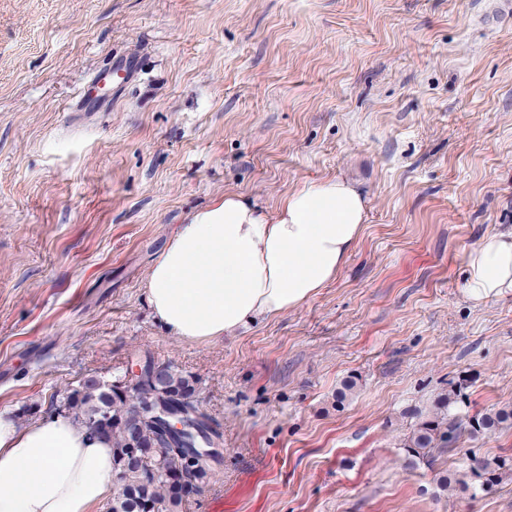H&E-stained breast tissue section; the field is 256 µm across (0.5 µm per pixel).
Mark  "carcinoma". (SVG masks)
Masks as SVG:
<instances>
[{
  "instance_id": "carcinoma-1",
  "label": "carcinoma",
  "mask_w": 512,
  "mask_h": 512,
  "mask_svg": "<svg viewBox=\"0 0 512 512\" xmlns=\"http://www.w3.org/2000/svg\"><path fill=\"white\" fill-rule=\"evenodd\" d=\"M160 369L168 389L188 399L187 405L197 409L196 381L172 362ZM127 369L119 370L113 379L86 378L69 390L54 411L84 426L91 434L112 443L113 467L119 488L107 512H185L189 495L176 490L173 478L185 472L184 454L195 443L181 444L168 439L158 426L140 419L141 405L148 400L151 388L126 380ZM467 396L462 387L448 391L438 409L423 420L405 439L404 450L415 464H431L435 456L448 453L459 437L484 435L504 426H512V408H501L482 415L463 418L458 408ZM201 432L210 446H220L222 433L210 416L200 413ZM221 456L207 455L193 479L205 483L214 474ZM512 474V457L470 458L463 479L444 476L441 486L457 487L478 494L496 485L503 476Z\"/></svg>"
}]
</instances>
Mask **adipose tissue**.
<instances>
[{"instance_id":"ef3b65f1","label":"adipose tissue","mask_w":512,"mask_h":512,"mask_svg":"<svg viewBox=\"0 0 512 512\" xmlns=\"http://www.w3.org/2000/svg\"><path fill=\"white\" fill-rule=\"evenodd\" d=\"M367 201L350 182L307 183L273 208L236 193L191 214L147 276L159 323L211 343L312 299L357 245ZM473 307L512 295V231H491L464 256ZM117 488L112 444L53 415L18 427L0 410V512H98Z\"/></svg>"}]
</instances>
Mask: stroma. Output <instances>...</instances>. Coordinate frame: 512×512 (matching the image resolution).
I'll return each mask as SVG.
<instances>
[{
    "instance_id": "obj_1",
    "label": "stroma",
    "mask_w": 512,
    "mask_h": 512,
    "mask_svg": "<svg viewBox=\"0 0 512 512\" xmlns=\"http://www.w3.org/2000/svg\"><path fill=\"white\" fill-rule=\"evenodd\" d=\"M111 64L129 79L84 95ZM334 177L368 203L335 281L213 343L157 322L147 273L187 216ZM509 229L512 0H0V408L26 426L83 376L173 362L223 434L187 512H512V476L438 482L512 428L403 450L453 384L462 414L512 406V295L463 291Z\"/></svg>"
}]
</instances>
